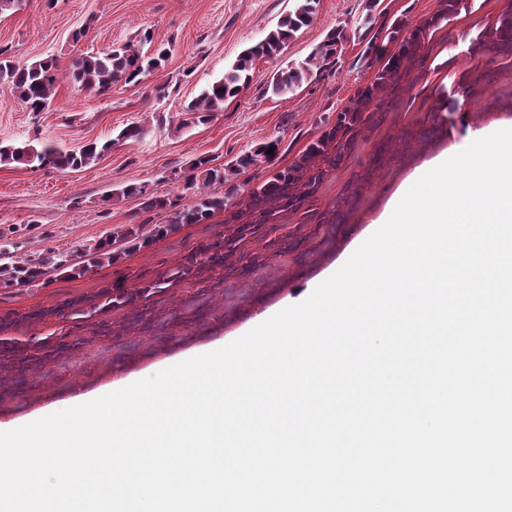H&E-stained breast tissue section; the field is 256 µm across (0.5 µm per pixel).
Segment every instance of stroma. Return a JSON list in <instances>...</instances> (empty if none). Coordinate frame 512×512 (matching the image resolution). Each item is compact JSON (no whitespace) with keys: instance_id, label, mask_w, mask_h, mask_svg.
Instances as JSON below:
<instances>
[{"instance_id":"1","label":"stroma","mask_w":512,"mask_h":512,"mask_svg":"<svg viewBox=\"0 0 512 512\" xmlns=\"http://www.w3.org/2000/svg\"><path fill=\"white\" fill-rule=\"evenodd\" d=\"M364 5L365 0H319L312 22L279 58L257 60L250 84L225 101L212 121L186 127L181 124L184 106L223 77L244 48L261 41L293 9V0H54L50 6L45 0H23L20 9L0 14V46L9 47L17 62L49 56L64 73L49 111L35 115L12 95H0V140L71 148L112 138L133 122L146 128L141 139L114 145L96 165L78 172L0 165V224L17 226L19 255L65 251L113 228L160 222L159 214L142 211L138 199L119 196V189L134 184L191 203L184 181L198 157L223 165L277 137L281 143L274 164L290 163L319 134L322 121L335 118L374 72L360 60L359 45L350 41L335 67L293 93L273 95L268 78L282 62L307 58L336 26H359ZM506 5L507 0H468L436 31L421 77L400 105L362 127L353 152L305 201L302 212H280L278 229L248 236L239 272L169 287L148 311L132 307L109 313L103 329L88 320L75 330L67 320L47 314L117 282L128 288L147 285L158 273L183 264L198 244L232 238L235 225L219 214L87 274L0 291V318L21 321L20 339L69 331L83 339L80 348L46 361L24 386L11 365L0 363V422L45 417L54 402L147 378L179 355L230 343L257 315L277 310L323 279L417 167L441 151L461 148L474 129L512 127V108L505 104L506 93H512V63L491 51L476 57L468 52L471 40L490 28ZM146 28L171 42L172 51L139 84L95 95L66 78L75 55L124 44ZM472 68L489 73L488 88L460 112L448 113V98ZM160 85L168 88L161 99L152 93ZM443 114L448 123L442 133L427 137L433 118ZM109 192L114 198L107 203L103 197ZM306 210L312 221L303 218Z\"/></svg>"}]
</instances>
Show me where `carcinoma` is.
Instances as JSON below:
<instances>
[{
	"label": "carcinoma",
	"mask_w": 512,
	"mask_h": 512,
	"mask_svg": "<svg viewBox=\"0 0 512 512\" xmlns=\"http://www.w3.org/2000/svg\"><path fill=\"white\" fill-rule=\"evenodd\" d=\"M294 2L293 9L263 40L243 50L224 71L222 78L205 87L187 105L185 112L191 115V122H209L215 113L223 109L225 100L236 97L249 84L255 59L277 58L296 33L312 21L317 0ZM461 3L463 0H437L434 13L409 30L403 20L391 24L378 23L383 15L381 0H366L362 24L352 34H347L343 27H337L304 61L278 68L269 81V87L276 95L292 93L313 73L321 74L336 66L343 44L350 37L364 45L361 57L370 65L378 66L373 80L336 112L330 128L310 141L292 162L282 168H273L267 178L251 189L248 210H232V199L238 191L236 186H231L222 195L209 193L206 187L216 181L226 184L251 167L272 162L279 150L277 138L261 144L252 152L237 156L226 167L212 165L213 159L208 156L198 158L185 181V189L194 191L195 199L190 204H180L179 196L172 200L154 197L141 187H125L122 195L143 198L141 205L144 210L165 212L163 221L158 224L148 226L143 223L120 234L111 232L67 252L48 250L20 258L11 251L13 243L7 238L16 232V228H0V290L38 283L46 285L55 275H80L105 262L115 263L124 252L147 247L184 224H204L219 212L224 213V223L238 225L236 240L228 244L216 240L200 245L197 255L203 260L192 257L177 271L160 274L149 286L134 289L118 285L107 287L100 294L76 303L75 314L102 315L144 304L162 293L163 286L197 277L207 268H233L234 258L246 237L266 224L276 223V213L266 207L267 201H278L284 211L300 210L330 170L352 153L358 128L368 122L374 112L395 107L400 93L415 82L417 65L428 57L433 33L459 13ZM485 48L494 50L505 60L512 59V8L502 12L492 29L472 42L471 53L476 56ZM169 51L163 41L146 30L135 41L76 57L71 63L69 76L82 90L105 94L118 85L135 83L141 74L159 68L167 60ZM485 78L482 72H467L460 85V98L452 100V109L456 110L484 93ZM58 81L59 73L54 61L43 59L20 64L13 59L8 48L0 47V91L16 97L33 114L48 111ZM143 132V126L131 123L114 138L88 140L74 149H62L47 143L37 147L28 141H0V164L17 162L35 170L49 168L62 173L79 171L98 163L116 143L137 139ZM270 148L273 149L271 155L267 154ZM20 325L19 321L0 319V358L7 357L14 362L17 376L23 382L35 373V366L43 360L73 350L80 344L78 338L68 342L62 336L28 344L10 335V331Z\"/></svg>",
	"instance_id": "cac0c4a2"
}]
</instances>
